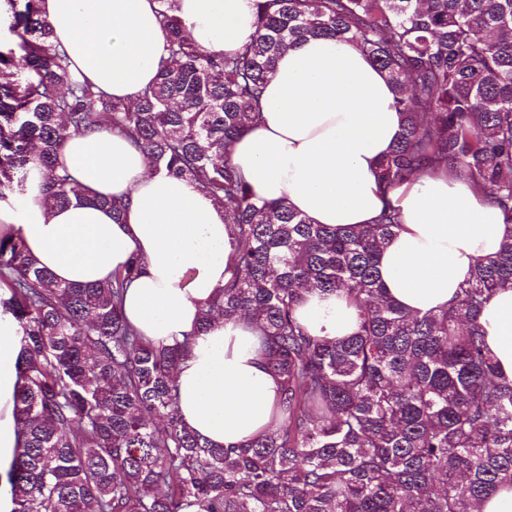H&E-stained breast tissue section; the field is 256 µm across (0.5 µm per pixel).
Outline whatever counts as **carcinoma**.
Masks as SVG:
<instances>
[{
  "mask_svg": "<svg viewBox=\"0 0 512 512\" xmlns=\"http://www.w3.org/2000/svg\"><path fill=\"white\" fill-rule=\"evenodd\" d=\"M0 48V198L31 165L46 202H71L57 154L72 135L119 132L155 169L224 208L239 242L232 278L202 312L247 316L278 381L277 426L218 448L181 421L178 347L143 341L121 303L141 269L63 284L0 230V309L21 335L14 403L23 436L12 512H477L512 487V382L479 322L512 288V237L476 261L448 305L413 314L383 287L381 249L400 227L384 209L337 231L261 201L226 159L262 119L283 50L306 37L356 43L388 75L403 132L375 174L387 190L421 170L464 177L512 216V0H258L251 41L205 49L158 0L169 59L135 104L77 78L38 7L6 0ZM311 293L344 296L354 332L328 340L296 315Z\"/></svg>",
  "mask_w": 512,
  "mask_h": 512,
  "instance_id": "carcinoma-1",
  "label": "carcinoma"
}]
</instances>
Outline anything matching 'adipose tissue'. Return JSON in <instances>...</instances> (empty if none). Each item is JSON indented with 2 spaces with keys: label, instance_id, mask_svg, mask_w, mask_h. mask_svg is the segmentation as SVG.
<instances>
[{
  "label": "adipose tissue",
  "instance_id": "obj_1",
  "mask_svg": "<svg viewBox=\"0 0 512 512\" xmlns=\"http://www.w3.org/2000/svg\"><path fill=\"white\" fill-rule=\"evenodd\" d=\"M257 0H176L175 13L201 47L233 53L256 30ZM53 40L96 90L126 102L155 81L168 58L156 0H39ZM262 121L228 149L235 169L267 201H283L311 223L354 230L387 207L401 225L381 251L380 278L414 313L445 307L480 258L495 256L512 225L470 180L445 172L382 190L375 165L397 141L403 115L383 70L350 41L310 37L284 51L261 99ZM77 180L78 201L48 208L47 178L28 168L21 194L0 199V225L62 282L109 280L131 259L122 313L145 340L182 344L175 375L184 423L218 446L269 431L279 384L266 371L258 334L243 317L199 328V313L232 275L238 244L223 208L189 180L153 171L114 133L69 137L58 153ZM121 199L123 219L101 206ZM296 314L309 331L350 335L344 297L308 295ZM479 321L499 373L512 381V289ZM18 328L0 315V512H11L8 472L22 446L14 395L20 383Z\"/></svg>",
  "mask_w": 512,
  "mask_h": 512
}]
</instances>
